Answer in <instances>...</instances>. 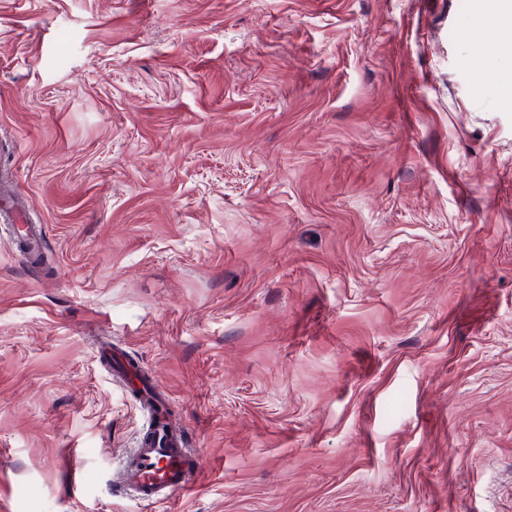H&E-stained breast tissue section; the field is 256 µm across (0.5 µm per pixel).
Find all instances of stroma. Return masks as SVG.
<instances>
[{
  "instance_id": "obj_1",
  "label": "stroma",
  "mask_w": 512,
  "mask_h": 512,
  "mask_svg": "<svg viewBox=\"0 0 512 512\" xmlns=\"http://www.w3.org/2000/svg\"><path fill=\"white\" fill-rule=\"evenodd\" d=\"M462 0H0V512H512V39ZM198 456L127 498L140 401ZM3 220L9 222V224H19L11 225V229L20 247L22 244L25 245L26 242H31L36 246V236L33 234L32 226L25 225L28 224V218L25 213L17 207L11 206L4 209Z\"/></svg>"
}]
</instances>
